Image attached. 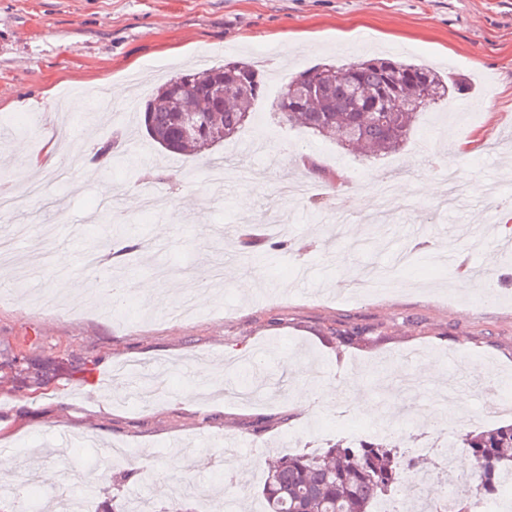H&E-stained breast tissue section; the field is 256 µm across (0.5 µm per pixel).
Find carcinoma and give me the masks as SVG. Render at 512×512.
<instances>
[{"mask_svg":"<svg viewBox=\"0 0 512 512\" xmlns=\"http://www.w3.org/2000/svg\"><path fill=\"white\" fill-rule=\"evenodd\" d=\"M198 81L182 95L183 108L202 109L224 128V138L235 136L249 121L252 106L264 91L262 75L249 63L227 62L199 73ZM224 82L229 94L219 104L209 84ZM176 79L160 85L144 102L145 134L158 147L176 154L200 155L204 144L183 138L179 113L172 104ZM308 82L318 87L311 99L293 95L292 86ZM462 79L444 78L414 63L369 59L347 65H314L292 77L275 103L280 118L323 138L344 128L358 132L356 144L377 155L400 150L419 114L448 99L450 90L462 91ZM392 100L410 104L406 112H393L386 122L371 119L370 111L383 110ZM287 247L271 241L266 247L252 238L238 241V252L250 259L272 258ZM373 441H343L320 452H298L279 457L269 467L261 496L264 512H376V504L405 483L411 463L392 444L393 432ZM462 441L477 472L471 497L494 499L501 481L512 475V423L481 431H466Z\"/></svg>","mask_w":512,"mask_h":512,"instance_id":"cac0c4a2","label":"carcinoma"}]
</instances>
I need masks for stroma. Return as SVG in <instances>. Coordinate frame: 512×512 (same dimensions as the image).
I'll use <instances>...</instances> for the list:
<instances>
[{
	"label": "stroma",
	"mask_w": 512,
	"mask_h": 512,
	"mask_svg": "<svg viewBox=\"0 0 512 512\" xmlns=\"http://www.w3.org/2000/svg\"><path fill=\"white\" fill-rule=\"evenodd\" d=\"M385 57L465 78L452 93L477 107L466 134L473 150L456 151V134L425 137L442 106L423 112L397 153L366 158L342 150L274 114L291 77L316 64L345 65ZM246 60L265 89L251 123L213 149L235 174L220 186L204 157L160 150L139 125L138 111L155 84L183 69L201 71ZM123 84L126 96L101 119V99H86L69 126L70 151L39 178L46 202L26 199L12 174L19 153L40 155L17 125L55 133V112H30L36 99L56 104L82 90ZM120 132L98 173L82 167V146L100 132ZM304 165L291 163V156ZM450 166L465 189L460 205L440 210L418 186L440 182ZM399 171L410 186L383 224L366 222L376 207L375 174ZM316 186L315 201L287 204L282 232L306 241L271 261L233 256L245 224H264L280 182ZM0 182L20 200L0 214V236L29 228L19 251L47 264L28 298L0 299V427L17 431L8 448L17 466L0 474V512H25L28 487L42 502L92 487L95 512L130 496L171 500L179 478L197 490L202 512L219 497L234 512H257L268 459L288 452L287 435L314 450L346 439L336 409L373 432L379 421L398 429L402 452L430 446L415 470L400 512H419L448 482L465 500L458 472H446L444 446L467 452L461 431L512 422L493 405L512 378V0H0ZM364 208H353L352 195ZM253 201L237 209L240 196ZM131 229L143 249L123 256L130 289L125 311L93 296L56 289L49 269L57 253L67 278L82 290L110 273L112 262H84L86 249ZM482 268L471 287L449 283L438 264L447 254ZM394 270L392 293L353 297L352 273ZM209 292L193 316L175 312L182 297ZM492 291L475 305L473 294ZM353 338L342 341L344 333ZM52 362L48 382L22 378V360ZM211 366V377L199 368ZM354 386H346V379ZM466 403L452 422L441 396L449 380ZM194 409L177 402L186 387ZM309 398L301 412L296 401ZM112 409L100 411V401ZM224 456L233 482H214L210 461ZM250 461L239 469L238 458Z\"/></svg>",
	"instance_id": "stroma-1"
}]
</instances>
